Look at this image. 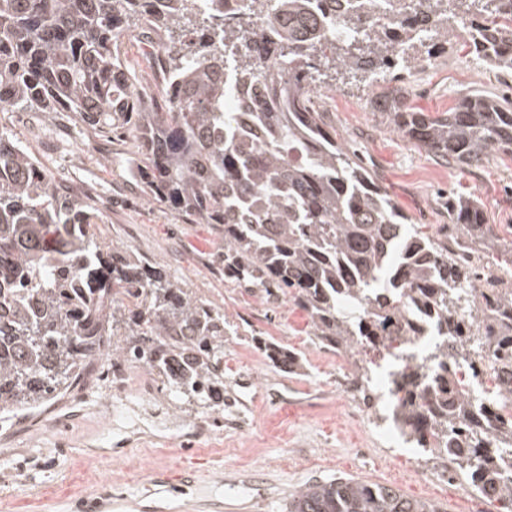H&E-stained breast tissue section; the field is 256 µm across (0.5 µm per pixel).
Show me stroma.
I'll return each mask as SVG.
<instances>
[{"instance_id": "stroma-1", "label": "stroma", "mask_w": 512, "mask_h": 512, "mask_svg": "<svg viewBox=\"0 0 512 512\" xmlns=\"http://www.w3.org/2000/svg\"><path fill=\"white\" fill-rule=\"evenodd\" d=\"M160 38L134 21L117 41L139 84L154 81L149 59ZM400 83L414 107L432 114L473 88L512 92V76L489 69L455 37L433 64L403 74ZM373 94L334 73L314 89L328 131L410 223L437 234L448 221L449 194L478 199L494 236L473 244L472 260L512 280V156L494 154L470 168L443 165L373 111ZM0 132L19 138L56 183L99 208L105 242L160 263L238 327L224 339L223 410L177 401L134 365L111 379L112 362L102 359L63 396L1 413L0 512H79L90 493L104 498L96 512H287L296 489L332 478L393 486L439 512H499L498 503L416 459L377 427L382 403L368 408L340 391L355 367L387 372L385 350L364 344L349 357L316 347L306 311L290 298L267 303L225 277L222 239L211 225L148 198L123 130L99 133L70 112L16 108L0 112ZM258 336L297 353L303 369L274 366L255 344ZM142 386L151 393L137 410L139 431L130 434L113 422L110 407L124 390Z\"/></svg>"}]
</instances>
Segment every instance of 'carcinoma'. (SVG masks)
Returning <instances> with one entry per match:
<instances>
[{"label":"carcinoma","mask_w":512,"mask_h":512,"mask_svg":"<svg viewBox=\"0 0 512 512\" xmlns=\"http://www.w3.org/2000/svg\"><path fill=\"white\" fill-rule=\"evenodd\" d=\"M248 0L264 17L249 30L224 16V0H0V112L16 107L71 112L94 130L127 127L136 168L152 198L212 224L224 238V275L266 300L290 295L310 319L314 344L354 356L360 344L405 335L410 309L434 308L438 335L392 380L404 389L405 420L434 402L428 435L406 441L425 460L512 512V432L491 434L476 420L472 382L493 359L512 382V282L490 273L473 284L470 244L492 234L481 205L448 200L443 238L424 235L325 129L312 84L324 63L371 86L393 70L431 61L420 48L448 42L468 25L476 53L512 73L497 49L512 14L473 0H416L432 28L426 39L406 21L405 0ZM179 48L156 56L159 96L136 89L117 53L130 19ZM261 89L228 112L243 81ZM390 124L435 158L477 166L512 153V98L472 91L432 116L401 86L371 100ZM98 214L60 190L21 141L0 134V412L34 408L62 394L102 356L158 376L177 400L224 409V312L171 280L158 264L109 245ZM289 371L290 349L256 337ZM470 379L448 388L444 374ZM351 389L377 399L375 376L360 367ZM288 512H439L399 490L354 479L308 483Z\"/></svg>","instance_id":"cac0c4a2"}]
</instances>
